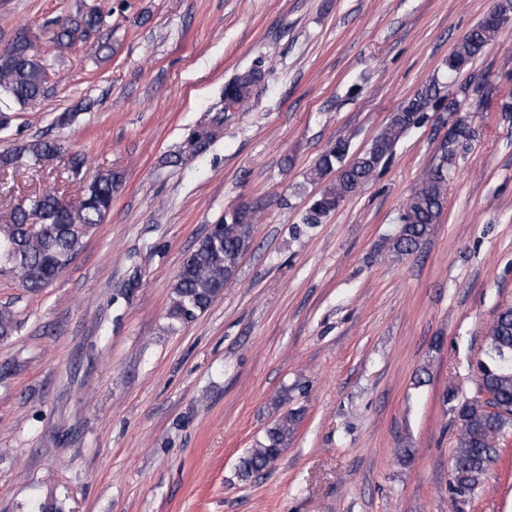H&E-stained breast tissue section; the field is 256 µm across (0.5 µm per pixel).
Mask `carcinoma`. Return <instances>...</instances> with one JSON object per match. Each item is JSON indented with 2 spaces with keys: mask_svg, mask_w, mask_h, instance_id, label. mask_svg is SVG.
I'll use <instances>...</instances> for the list:
<instances>
[{
  "mask_svg": "<svg viewBox=\"0 0 512 512\" xmlns=\"http://www.w3.org/2000/svg\"><path fill=\"white\" fill-rule=\"evenodd\" d=\"M512 22V0H497L488 13L456 44L448 57V75L471 64ZM103 23L95 10H80L63 21L52 32L56 47L69 48L88 41ZM50 60L38 49L30 32L20 29L12 43L0 51V101L25 106L45 96ZM261 80L256 70L249 78L236 80L234 102L242 103L253 85ZM444 86L433 79L417 90L399 107L385 130L366 151L348 161L347 145L338 142L321 155L310 172V179L319 181L331 172L320 195L313 198L303 223L313 225L336 209V199L345 200L372 179L397 141L412 127L427 118V112L447 106L456 111L457 102L443 93ZM224 118L214 115L208 122L189 132L174 154L175 161L205 153L219 137ZM475 130L466 126L462 142L445 140L440 146L439 165L428 175L421 187L406 200L397 232L385 246L395 256L413 254L434 224L438 223L445 204L448 166L456 159L457 147L468 144ZM61 144L45 136L23 140L0 152V171L14 172L31 162H49L65 158L68 178L89 175L81 201L62 205L58 188L33 194L26 204L14 208L10 222L0 224V275L13 278L29 293H38L58 279L84 248L85 238L104 223L112 209L113 193L122 184L117 171L88 174L84 155L63 156ZM254 216L243 211L224 219L222 230L213 237L202 238L180 267L171 286L168 319L171 325H184L197 319L224 290L235 274L242 257L251 248ZM18 329L13 311L0 310V338ZM483 359L478 362L477 395L454 405L459 420L455 441V457L459 465L449 482L451 503L473 495L483 484L489 467L498 456L499 444H490L491 436L503 438L512 431V306L502 308L485 335ZM288 390L273 400L276 418L263 435L240 458L238 475L248 480L274 463L292 441L301 419L300 410H283L288 404Z\"/></svg>",
  "mask_w": 512,
  "mask_h": 512,
  "instance_id": "carcinoma-1",
  "label": "carcinoma"
}]
</instances>
